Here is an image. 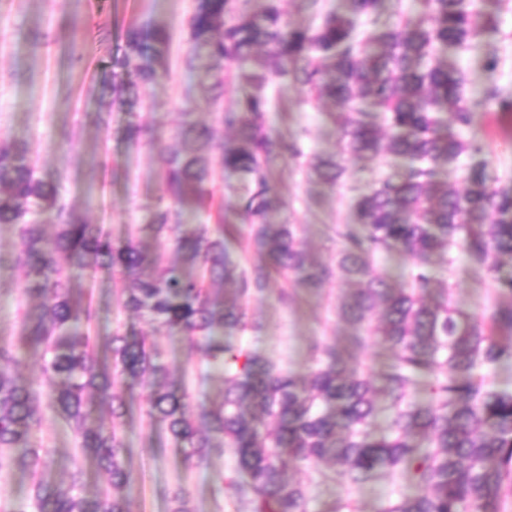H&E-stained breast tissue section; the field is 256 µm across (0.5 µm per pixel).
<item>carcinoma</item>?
I'll use <instances>...</instances> for the list:
<instances>
[{
  "label": "carcinoma",
  "mask_w": 512,
  "mask_h": 512,
  "mask_svg": "<svg viewBox=\"0 0 512 512\" xmlns=\"http://www.w3.org/2000/svg\"><path fill=\"white\" fill-rule=\"evenodd\" d=\"M425 2L428 17L360 39L355 21L372 16L381 0H346V14L307 27L283 19L281 0H266L258 12L248 11L245 0H195L185 66L205 63L214 120L184 122L180 148L164 153L167 195L158 199L150 225L159 243H174L179 264L162 253L147 256L133 237L115 240L105 225L81 221L57 184L27 159L28 148L0 140V224L14 229V262L27 278L19 307L23 333L16 344L0 342V450L29 449L21 466L32 476L27 496L0 505V512H130L120 494L133 477L122 434L127 406L117 386L136 382L150 384L147 415L166 425L189 463L202 464L222 447L233 452L235 467L221 482L234 512H309L308 486L285 479L290 463L321 478L327 474L318 466L329 464L352 486L400 475L421 489L396 491L380 512H504L503 492L512 490V390L489 383L483 371L512 362V303L476 316L445 296L432 299L428 265L433 254L453 262L459 246L476 271L494 279L501 257L512 258V185L491 186L475 169L462 192L435 181L439 167L481 151L448 132L450 122L468 127L473 113L464 76L440 54L470 46L492 20H480L471 0ZM168 43V32L153 24L129 34L126 53L114 61L123 78L112 102L157 80ZM259 49L271 68L232 72ZM273 75L339 108L332 116L345 152L366 163L382 155L406 162L357 199L359 223L336 225L341 247L334 269L310 259L296 225L266 220L271 165L304 156L297 143L265 125ZM235 79L253 92L226 112L221 99ZM225 128L235 130L229 142ZM125 138L138 146L150 132L134 118ZM307 167L310 176L332 184L343 173L335 155H315ZM219 170L239 176L237 214L252 226L247 248L268 264L245 269L230 258L224 236L233 224L224 214L215 224L184 228L186 208L210 210ZM47 224L54 235L45 234ZM393 249L414 259L407 288L392 287L372 267L376 254ZM99 266L116 277L125 310L199 347L224 384L219 403L191 406L143 337L115 332L99 355L91 311L74 296L70 276L72 268ZM274 274L302 288H316L333 274L352 285L336 307L338 317L395 351L382 374L387 435L370 431L375 390L336 344L314 346V367L301 378L224 340L226 329L252 328L246 301L264 292ZM217 282L234 283L233 297L217 295ZM503 330L510 335H500ZM19 344L43 362L40 391L17 376ZM424 383L431 401L421 406L414 394ZM92 399L110 410L111 426L88 425ZM47 411L105 477L103 496L91 501L80 494V469L65 488L44 480L49 453L31 449V440ZM413 435L426 439L427 449L412 443ZM168 512H192L183 487L168 492Z\"/></svg>",
  "instance_id": "carcinoma-1"
}]
</instances>
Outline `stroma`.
<instances>
[{
    "instance_id": "1",
    "label": "stroma",
    "mask_w": 512,
    "mask_h": 512,
    "mask_svg": "<svg viewBox=\"0 0 512 512\" xmlns=\"http://www.w3.org/2000/svg\"><path fill=\"white\" fill-rule=\"evenodd\" d=\"M193 6V0H0V136L30 148L42 175L59 182L63 197L88 223L108 225L117 239L137 237L150 255L160 249L167 256L175 254L173 244L159 246L150 230L154 205L165 193L159 176L163 153L177 146L176 132L185 118L212 120L205 101L209 77L183 64ZM476 8L495 18V28L474 45L445 53L449 65L466 77L465 96L474 119L465 136L482 147L480 153L463 155L453 168L440 170L439 179L458 187L474 168L490 185L512 182V115L498 112L484 96L492 85L512 90V0H477ZM282 9L290 25L309 26L326 13L344 12L345 2L283 0ZM147 21L165 27L170 41L159 62L164 74L147 88L138 108L153 141L133 147L124 138L127 110L112 106V87L121 80L113 62L123 55L129 30ZM490 58L497 59L496 68H487ZM269 96L268 126L298 141L305 153L339 155L344 172L338 182L324 183L308 177L301 161L277 162L278 203L268 221L297 225L311 257L334 264L339 249L336 225L356 223L357 198L398 162L385 155L365 166L341 153L330 105L309 100L302 87L276 79ZM15 248L11 227L0 225V337L19 329L17 308L25 275L13 264ZM453 258L450 264L437 259L431 265L436 286H449L451 305L477 315L492 302L512 301V294L501 291L497 282L478 278L462 252H454ZM72 277L96 311L92 334L97 347H104L117 330L146 337L178 392L195 404L220 400L223 384L219 377L205 378L201 352L180 333L154 328L126 311L110 271L102 268L91 275L76 268ZM287 285L286 279L274 278L263 295L250 299L248 314L255 328L242 340L303 375L312 365L314 343L350 345L354 328L336 315V303L347 286L334 278L317 289L298 288L286 303L280 290ZM123 395L128 406L123 435L133 475L126 491L131 512H167L166 492L177 483L185 487L192 512H232L219 480L234 464L232 453L216 451L207 465L189 464L165 425L149 419V385L124 386ZM37 441L50 452L45 478L51 485L66 487L79 460L85 496H100L104 479L91 459L82 457L60 420L46 415ZM288 475L307 482L310 512H335L349 499L359 512H379L396 489L416 491L400 478L380 477L352 486L339 478L312 481L293 467Z\"/></svg>"
}]
</instances>
